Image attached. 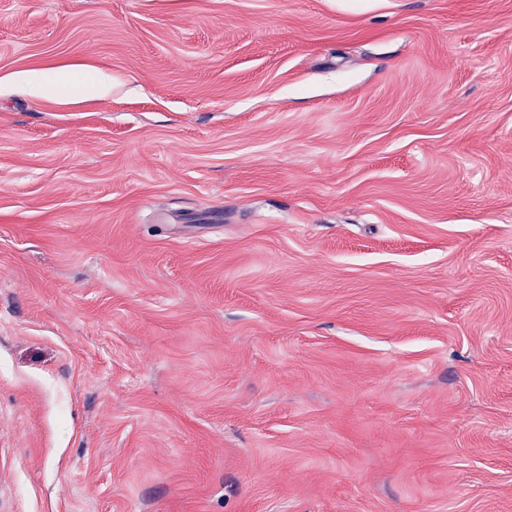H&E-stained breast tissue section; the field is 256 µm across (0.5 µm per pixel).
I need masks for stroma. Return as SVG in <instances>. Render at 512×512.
Wrapping results in <instances>:
<instances>
[{
	"label": "stroma",
	"mask_w": 512,
	"mask_h": 512,
	"mask_svg": "<svg viewBox=\"0 0 512 512\" xmlns=\"http://www.w3.org/2000/svg\"><path fill=\"white\" fill-rule=\"evenodd\" d=\"M0 512H512V0H0ZM21 83L28 92L34 96H39L45 92L52 91L67 85V81L61 78L55 80H46L43 77H35L33 75H24L20 77Z\"/></svg>",
	"instance_id": "stroma-1"
}]
</instances>
